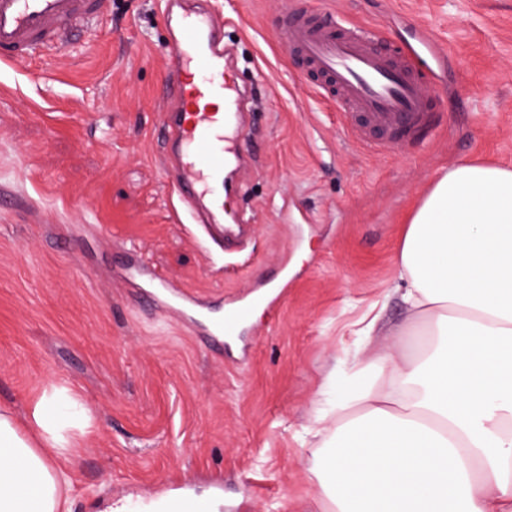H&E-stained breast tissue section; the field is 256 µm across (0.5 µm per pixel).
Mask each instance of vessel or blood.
<instances>
[{"instance_id":"1","label":"vessel or blood","mask_w":512,"mask_h":512,"mask_svg":"<svg viewBox=\"0 0 512 512\" xmlns=\"http://www.w3.org/2000/svg\"><path fill=\"white\" fill-rule=\"evenodd\" d=\"M163 2L159 21L170 37L161 121L169 147L158 162L190 229L215 248L214 272L236 271L254 257L245 250L244 225L223 221L228 118L212 102L226 91L224 21L208 11L187 12L183 0ZM106 6L107 0H0V63L19 66L69 50L79 33L96 30ZM281 40L287 52L302 57L315 75L313 88L339 113H360L381 131L372 140L353 130L362 146L401 151L432 126L434 99L417 72L423 53L434 50L431 41L390 53L381 50L377 29L341 16L318 18L303 0H291ZM250 310L245 302L206 324L201 333L210 347L224 349L228 329L248 321Z\"/></svg>"}]
</instances>
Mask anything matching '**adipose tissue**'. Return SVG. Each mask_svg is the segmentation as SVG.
<instances>
[{
	"label": "adipose tissue",
	"instance_id": "ef3b65f1",
	"mask_svg": "<svg viewBox=\"0 0 512 512\" xmlns=\"http://www.w3.org/2000/svg\"><path fill=\"white\" fill-rule=\"evenodd\" d=\"M406 315L374 321L310 471L324 512H512V167L453 164L395 256ZM418 332L408 351L402 341ZM77 398L54 391L26 424L0 408V512H65Z\"/></svg>",
	"mask_w": 512,
	"mask_h": 512
}]
</instances>
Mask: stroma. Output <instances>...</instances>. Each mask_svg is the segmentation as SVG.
I'll return each instance as SVG.
<instances>
[{"mask_svg": "<svg viewBox=\"0 0 512 512\" xmlns=\"http://www.w3.org/2000/svg\"><path fill=\"white\" fill-rule=\"evenodd\" d=\"M160 0H110L101 25L63 55L0 64V405L25 418L53 386L91 425L68 459L69 512H111L187 487L217 512H323L309 460L327 377L347 371L372 303L383 330L404 308L394 259L433 181L464 160L512 165V0H307L377 26L394 47L429 34L423 79L437 101L422 147L376 154L343 132L287 53L289 0H209L229 17L237 65L255 88L233 145L248 160L232 207L256 261L211 275L176 221L156 159L166 32ZM135 247L151 271L216 316L286 279L241 344L217 355L150 294L116 275Z\"/></svg>", "mask_w": 512, "mask_h": 512, "instance_id": "1", "label": "stroma"}]
</instances>
